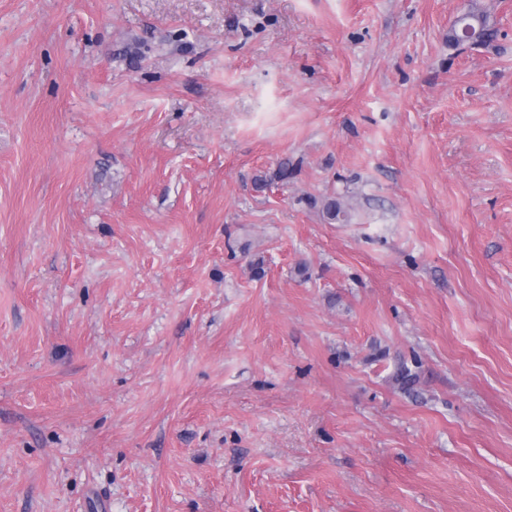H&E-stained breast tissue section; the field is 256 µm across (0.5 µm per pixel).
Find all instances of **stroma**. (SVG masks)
I'll return each instance as SVG.
<instances>
[{
	"label": "stroma",
	"mask_w": 512,
	"mask_h": 512,
	"mask_svg": "<svg viewBox=\"0 0 512 512\" xmlns=\"http://www.w3.org/2000/svg\"><path fill=\"white\" fill-rule=\"evenodd\" d=\"M0 512H512V0H0ZM459 22L456 23L448 36V42L452 45H459L463 42L459 40L460 31L457 26L462 24H468L471 27V34L469 31L462 29V35L467 37L469 34L472 38L479 42H485L494 36V30L490 29L487 24L486 16L481 12L469 11L460 17ZM456 26V27H455Z\"/></svg>",
	"instance_id": "obj_1"
}]
</instances>
